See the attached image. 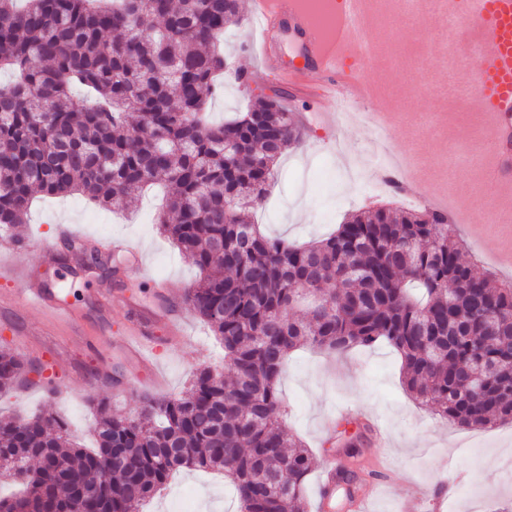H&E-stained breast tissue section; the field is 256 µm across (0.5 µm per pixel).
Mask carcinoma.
<instances>
[{"instance_id":"carcinoma-1","label":"carcinoma","mask_w":512,"mask_h":512,"mask_svg":"<svg viewBox=\"0 0 512 512\" xmlns=\"http://www.w3.org/2000/svg\"><path fill=\"white\" fill-rule=\"evenodd\" d=\"M17 2L0 0V68L15 74L0 85V231L27 223L37 193L123 209L162 184L159 228L200 272L184 300L224 345L228 374L200 368L179 396L144 394L135 419L97 406L92 449L52 411L0 417V470L22 486L0 512H69L82 494L90 512H140L180 468L224 473L239 512H308L313 458L282 421L279 386L300 347L386 342L436 415L467 429L512 422L511 374L478 393L468 384L476 356L512 368V284L461 261L447 215L380 208L307 246L253 222L301 132L278 94L202 120L238 0ZM23 369L0 347V391Z\"/></svg>"}]
</instances>
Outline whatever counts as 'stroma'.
Returning <instances> with one entry per match:
<instances>
[{
	"mask_svg": "<svg viewBox=\"0 0 512 512\" xmlns=\"http://www.w3.org/2000/svg\"><path fill=\"white\" fill-rule=\"evenodd\" d=\"M251 7V0H239L238 20L224 29V54L252 70L254 80L245 86L225 76L207 104L215 122L245 112L254 96L280 88L256 51L259 33L252 24ZM432 27L429 19L397 29L379 23L369 33L371 40L383 44L418 45L389 67L404 88L390 131V149L413 151L424 128L433 130L431 151L417 155L410 170L420 180L418 192L409 197L390 190L379 196L366 193L350 171L367 164L372 129L364 123L322 129L311 118L312 98L297 93L292 111L301 118L303 143L289 148L276 164L264 201L253 214L267 235L305 243L326 237L359 210L431 206L444 169L450 172L448 196L453 202H469L475 211H494V194L480 175L490 160L489 136L473 106L464 100L454 112L441 116L429 85L419 78L422 71L443 65L436 44L419 38L420 31ZM161 199L160 188L137 191L129 208L117 211L79 194L35 197L21 230L25 238L52 241L58 226L68 224L77 239L96 248L114 238L126 239L137 247L142 263L118 260L114 275L15 253L13 240L0 235V255H15L31 279L54 288L62 302L79 312L87 334L86 340L73 339L69 325L18 301L0 307V346L23 359L27 382L26 388L0 393V414L51 410L67 422L77 441L89 446L95 402H110L133 416L143 393H181L192 370L223 366L221 344L183 302L182 343L170 348L165 329L155 330L158 378H127L121 345L131 326V310L163 306L155 282L170 283L173 294L179 295L198 276L197 268L158 229ZM455 230L464 244V260L497 282L512 283V236L501 225L459 223ZM280 389L289 429L314 456L306 485L309 502L317 500L325 458L346 460V444L353 439L362 454V485L382 481L374 512H396L401 503L420 500L448 470L456 483L446 512H512V423L464 429L432 415L406 392L401 358L392 346L380 344L341 355L296 352L283 368ZM189 490L195 492L200 512H237L227 479L188 469L174 474L143 512H181Z\"/></svg>",
	"mask_w": 512,
	"mask_h": 512,
	"instance_id": "stroma-1",
	"label": "stroma"
}]
</instances>
